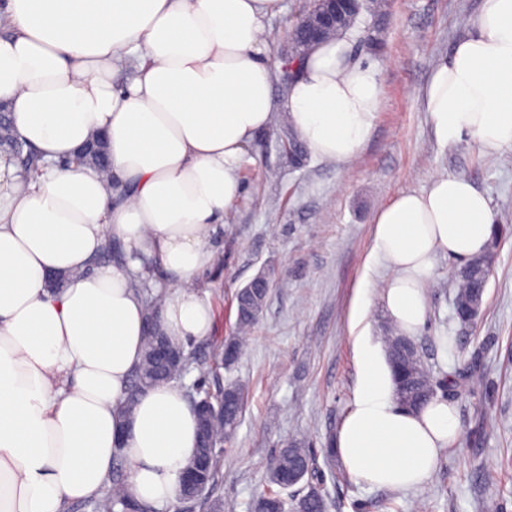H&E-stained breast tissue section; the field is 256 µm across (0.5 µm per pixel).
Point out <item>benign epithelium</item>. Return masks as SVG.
I'll return each mask as SVG.
<instances>
[{
  "label": "benign epithelium",
  "mask_w": 512,
  "mask_h": 512,
  "mask_svg": "<svg viewBox=\"0 0 512 512\" xmlns=\"http://www.w3.org/2000/svg\"><path fill=\"white\" fill-rule=\"evenodd\" d=\"M366 2L368 0H312L311 8L292 30V63L285 72H295L296 64L310 43L333 34L349 18L362 14Z\"/></svg>",
  "instance_id": "obj_1"
}]
</instances>
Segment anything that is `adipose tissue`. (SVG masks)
<instances>
[{"label":"adipose tissue","mask_w":512,"mask_h":512,"mask_svg":"<svg viewBox=\"0 0 512 512\" xmlns=\"http://www.w3.org/2000/svg\"><path fill=\"white\" fill-rule=\"evenodd\" d=\"M281 10V0H0V105L46 162L26 177L0 155V512H66L97 496L118 451L127 491L176 512L196 415L172 382L123 409L151 319L133 283L148 274L162 289L152 319L174 343L210 336L200 275L242 194L246 149L280 109L265 31ZM129 62L134 77L117 83ZM382 105L377 70L353 61L344 34L308 52L281 109L315 157L345 165ZM424 106L441 144L512 149V0H481ZM97 135L105 172L75 161ZM495 222L457 175L376 213L371 257L390 270L383 303L402 334L426 321L438 255L470 261ZM110 237L122 263L101 258ZM52 273L68 275L63 288L51 290ZM357 348L338 455L360 483L420 486L457 440V411L440 398L400 408L378 348Z\"/></svg>","instance_id":"ef3b65f1"}]
</instances>
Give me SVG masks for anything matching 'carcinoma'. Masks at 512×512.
Segmentation results:
<instances>
[{"label":"carcinoma","instance_id":"carcinoma-1","mask_svg":"<svg viewBox=\"0 0 512 512\" xmlns=\"http://www.w3.org/2000/svg\"><path fill=\"white\" fill-rule=\"evenodd\" d=\"M0 151L15 165L25 172H37L41 158L37 151L18 133L15 132L8 113L0 115ZM76 160L80 164H89L104 168L108 158L102 141L80 153ZM494 262L491 254L472 260L458 273L455 280L454 313L458 320L466 321L465 304L485 290L487 267ZM146 308L151 316L148 318V331L142 359L133 372L130 396L125 408L133 406L135 398L147 388L160 380H173L197 369L206 374L204 363L193 354L183 352L174 361L165 355V349L171 347L168 340L154 326L153 313L162 299L149 279L143 278L137 283ZM268 289L251 286L238 291L236 295L237 329L245 334L256 323L266 304ZM411 339L402 335L387 336V360L392 372L396 398L406 403L412 410L427 404L433 399L436 386L442 385L453 389L459 385V378L449 374L439 381L433 380L429 369L424 365L422 356L410 347ZM241 343L239 337L232 336L214 345L212 359L215 367L232 366L240 357ZM207 403L215 413L206 419H197L198 446L191 466L198 470V485L193 490L183 489V508L204 509L206 512H224V501L212 496V490L218 476L221 462V446L231 438L240 421L243 411L245 389L238 384H229L217 392L204 391ZM292 473L297 482H306L307 492L302 494L290 490L284 475ZM314 462L310 449L296 442H290L278 450L267 472L268 490L257 496L250 505V512H328V503L321 490L310 482L314 478ZM125 461L119 454L112 465L102 494L87 503L94 512H150V507L134 499L125 489Z\"/></svg>","mask_w":512,"mask_h":512}]
</instances>
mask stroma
Instances as JSON below:
<instances>
[{"label": "stroma", "instance_id": "35a3bbf8", "mask_svg": "<svg viewBox=\"0 0 512 512\" xmlns=\"http://www.w3.org/2000/svg\"><path fill=\"white\" fill-rule=\"evenodd\" d=\"M282 5L267 27L279 102L288 96L279 65L311 0ZM479 7L480 0H381L376 12H363L354 54L379 72L383 107L352 164L314 157L283 112L248 148L233 220L214 235L220 262L204 276L213 331L188 345L208 360L210 340L235 333L238 290L258 274L269 278L266 306L240 358L206 376L209 388L236 383L248 390L221 458L215 493L224 512H250L273 456L292 440L311 448L329 512H512V236L496 245L474 323H460L453 312L455 261L439 258L425 290L428 316L415 341L428 369L437 379L472 371L483 377L478 388L449 395L459 437L441 450L430 479L412 490L373 488L352 479L332 452L354 403L355 338L383 345L389 321L377 287L388 271L366 264L378 209L435 176L461 175L487 195L500 223L512 224V150L487 157L467 142L441 146L420 98ZM367 278L375 286L366 292Z\"/></svg>", "mask_w": 512, "mask_h": 512}]
</instances>
